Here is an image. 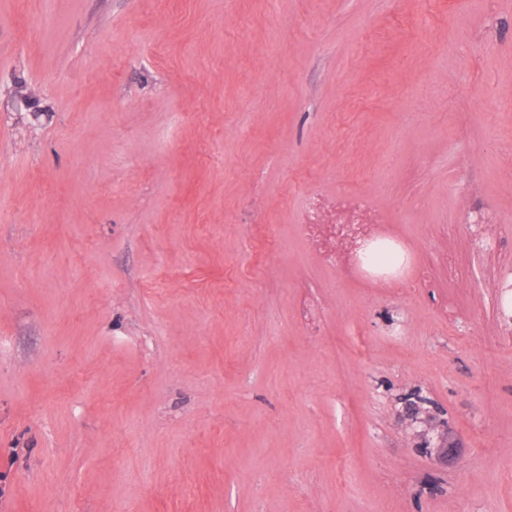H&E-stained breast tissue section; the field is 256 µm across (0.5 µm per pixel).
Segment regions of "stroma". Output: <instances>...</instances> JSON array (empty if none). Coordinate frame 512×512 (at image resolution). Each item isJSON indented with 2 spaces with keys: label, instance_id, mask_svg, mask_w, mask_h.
Listing matches in <instances>:
<instances>
[{
  "label": "stroma",
  "instance_id": "35a3bbf8",
  "mask_svg": "<svg viewBox=\"0 0 512 512\" xmlns=\"http://www.w3.org/2000/svg\"><path fill=\"white\" fill-rule=\"evenodd\" d=\"M510 295L512 0H0V512H512Z\"/></svg>",
  "mask_w": 512,
  "mask_h": 512
}]
</instances>
